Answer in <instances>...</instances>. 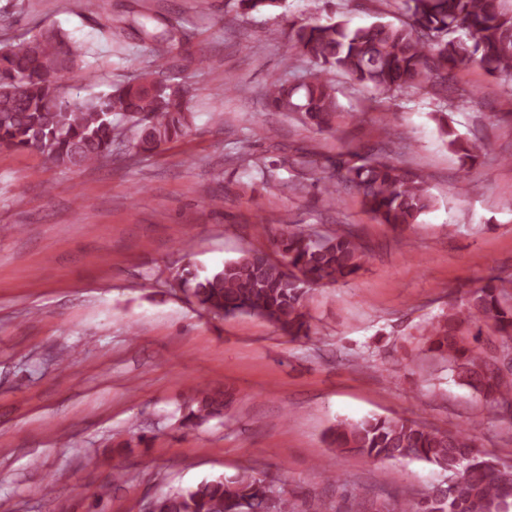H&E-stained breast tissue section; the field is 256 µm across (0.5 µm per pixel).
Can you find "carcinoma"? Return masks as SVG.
I'll use <instances>...</instances> for the list:
<instances>
[{
	"label": "carcinoma",
	"mask_w": 512,
	"mask_h": 512,
	"mask_svg": "<svg viewBox=\"0 0 512 512\" xmlns=\"http://www.w3.org/2000/svg\"><path fill=\"white\" fill-rule=\"evenodd\" d=\"M243 14L272 10L280 0H235ZM408 21H374L350 29L341 22L291 28L292 54L307 58L313 71L300 87L272 76L268 106L299 112L322 131L333 129L338 103L330 75L391 98L407 89L448 86V77L466 64L512 84V0H404ZM156 67L105 94L73 98L57 86L48 97L47 77L63 79L86 71L82 52L59 28H42L0 47V152L35 151L61 168L110 164L131 123L134 147L155 153L187 133L193 113L187 89L160 73L167 48L151 47ZM448 147L460 155L463 171L485 153L483 144L463 139L439 118ZM358 154H340L321 165L322 191L333 197L355 192L363 209L382 224H415L435 198L426 177L391 160L379 147L360 163ZM279 258L247 251L202 276L187 264L178 287L202 310L217 317L252 315L292 339L309 335L302 313L313 285L333 286L362 268L367 246L349 228L320 239L283 229L276 240ZM495 333L492 346L479 342L482 325ZM429 350L448 361L454 375L480 395L493 415L512 414V283L491 277L467 290L455 312L431 324ZM196 409L185 421L197 426L224 418V392L201 387ZM331 446L383 461L412 458L448 473L446 485L416 503L393 496L392 512H512V467L477 449L468 428L440 431L417 420L367 417L341 422L329 431ZM156 512H294L288 498L274 493L267 474L245 470L232 478L205 480L156 499Z\"/></svg>",
	"instance_id": "cac0c4a2"
}]
</instances>
